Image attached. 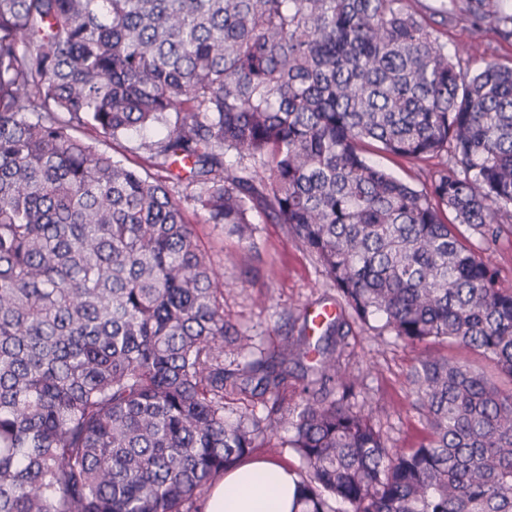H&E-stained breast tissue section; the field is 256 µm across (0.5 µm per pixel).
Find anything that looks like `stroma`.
I'll return each instance as SVG.
<instances>
[{
	"label": "stroma",
	"mask_w": 512,
	"mask_h": 512,
	"mask_svg": "<svg viewBox=\"0 0 512 512\" xmlns=\"http://www.w3.org/2000/svg\"><path fill=\"white\" fill-rule=\"evenodd\" d=\"M162 132V127L155 125L115 139L89 132L85 139L114 159L167 183L171 180L168 171L154 166L146 154L134 151L140 139H154ZM196 232L224 286L225 320L262 348L272 349L289 329L302 327L307 312L332 306L336 299L335 289L285 225L256 218L249 244L221 225L200 224ZM348 341L341 362L363 380L359 406L371 414L389 446L418 447L427 428L410 406L407 374L424 352L443 354L446 346L436 344L427 349L396 345L391 337L374 336L368 327L358 324L353 325Z\"/></svg>",
	"instance_id": "obj_1"
}]
</instances>
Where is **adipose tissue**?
<instances>
[{
    "label": "adipose tissue",
    "instance_id": "obj_1",
    "mask_svg": "<svg viewBox=\"0 0 512 512\" xmlns=\"http://www.w3.org/2000/svg\"><path fill=\"white\" fill-rule=\"evenodd\" d=\"M294 501L292 475L277 464L255 461L225 475L205 512H292Z\"/></svg>",
    "mask_w": 512,
    "mask_h": 512
}]
</instances>
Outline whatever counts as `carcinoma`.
<instances>
[{"instance_id":"cac0c4a2","label":"carcinoma","mask_w":512,"mask_h":512,"mask_svg":"<svg viewBox=\"0 0 512 512\" xmlns=\"http://www.w3.org/2000/svg\"><path fill=\"white\" fill-rule=\"evenodd\" d=\"M0 0V512H205L281 425L301 512H512V0ZM161 124L203 224H283L338 313L231 368L224 289L169 186L77 136ZM437 160L418 190L367 148ZM446 342L409 372L428 437L354 409L351 322ZM252 387L261 415L224 403ZM485 260L500 269L502 283L505 287L512 286V238H502L489 251L482 253Z\"/></svg>"}]
</instances>
